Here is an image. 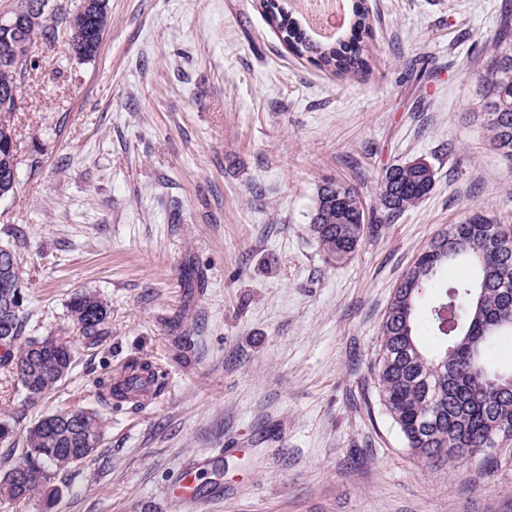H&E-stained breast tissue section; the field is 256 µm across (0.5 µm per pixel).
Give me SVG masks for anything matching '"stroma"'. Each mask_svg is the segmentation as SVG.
Returning <instances> with one entry per match:
<instances>
[{
  "label": "stroma",
  "mask_w": 512,
  "mask_h": 512,
  "mask_svg": "<svg viewBox=\"0 0 512 512\" xmlns=\"http://www.w3.org/2000/svg\"><path fill=\"white\" fill-rule=\"evenodd\" d=\"M369 66L318 69L289 52L258 0H110L95 58L70 30L37 40L14 116L18 183L0 244L25 238V333H65L70 375L28 407L0 369V442L97 409L92 459L53 497L0 512H512V440L443 463L413 456L372 367L394 289L470 210L512 223V167L480 119L478 78L512 0H367ZM420 160L432 191L393 222L377 184ZM355 189L362 241L330 264L308 232L317 190ZM108 304L86 347L75 293ZM142 357L163 372L146 405L99 402V380ZM198 501L171 496L181 473Z\"/></svg>",
  "instance_id": "1"
}]
</instances>
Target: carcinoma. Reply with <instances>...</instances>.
Segmentation results:
<instances>
[{"mask_svg":"<svg viewBox=\"0 0 512 512\" xmlns=\"http://www.w3.org/2000/svg\"><path fill=\"white\" fill-rule=\"evenodd\" d=\"M283 42L299 57L336 73L367 69L365 38L370 36L364 0H353L347 33L333 41H317L281 5L260 0ZM109 21L103 10L90 22V50H98ZM500 37L479 76L482 126L491 146L512 165V12L501 20ZM54 38L47 27L24 26L0 33V181L9 175L8 135L15 134L11 116L17 110L3 94L21 86L38 68L30 58L34 37ZM9 134H4V131ZM434 172L423 161L392 164L379 184V202L386 218H395L427 196ZM365 228L364 210L354 189L327 181L317 191L308 231L330 264L341 263L357 250ZM512 237V225L472 210L446 236L436 238L415 259L393 292L381 325L373 366L378 401L411 454L443 462L464 456L463 448H493L501 432L512 431V367L501 368L487 351L512 337V247L495 241ZM450 262L467 273L455 282L443 277ZM425 306L433 334L440 342L429 353L415 327L417 307ZM69 317L84 344L95 346L106 335L107 305L90 292L75 294ZM29 313L24 308L21 276L7 274L0 253V367L16 377L33 405L73 369V349L60 336H23ZM101 401L127 398L138 391L130 382L104 385ZM104 425L91 409H64L45 414L26 430L18 460L0 472V501L17 504L31 499L63 469L90 458L99 447Z\"/></svg>","mask_w":512,"mask_h":512,"instance_id":"1","label":"carcinoma"}]
</instances>
